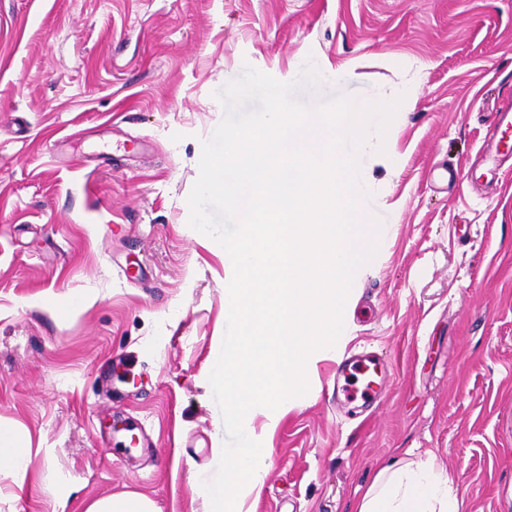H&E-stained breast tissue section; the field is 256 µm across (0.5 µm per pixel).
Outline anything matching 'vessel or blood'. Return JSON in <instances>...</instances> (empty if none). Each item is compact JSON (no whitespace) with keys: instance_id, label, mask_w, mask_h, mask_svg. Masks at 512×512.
I'll return each instance as SVG.
<instances>
[{"instance_id":"vessel-or-blood-1","label":"vessel or blood","mask_w":512,"mask_h":512,"mask_svg":"<svg viewBox=\"0 0 512 512\" xmlns=\"http://www.w3.org/2000/svg\"><path fill=\"white\" fill-rule=\"evenodd\" d=\"M512 157V102L503 106L494 116L491 140L484 156V168L472 169V181H491L497 175L499 160ZM392 374V365L387 358L373 353L360 352L343 357L336 369L337 378L345 380L355 377V385L343 384L341 391L345 398L360 400L362 408L378 403L383 389Z\"/></svg>"}]
</instances>
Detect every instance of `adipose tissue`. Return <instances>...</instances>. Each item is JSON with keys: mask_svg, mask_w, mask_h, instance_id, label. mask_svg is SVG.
Returning <instances> with one entry per match:
<instances>
[{"mask_svg": "<svg viewBox=\"0 0 512 512\" xmlns=\"http://www.w3.org/2000/svg\"><path fill=\"white\" fill-rule=\"evenodd\" d=\"M269 451L258 441L226 457L230 489L203 499V512H250L240 489L260 494ZM453 482L432 462L400 459L381 466L374 482L361 494L354 512H459L457 497L448 493Z\"/></svg>", "mask_w": 512, "mask_h": 512, "instance_id": "obj_1", "label": "adipose tissue"}]
</instances>
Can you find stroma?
Returning a JSON list of instances; mask_svg holds the SVG:
<instances>
[{
	"label": "stroma",
	"instance_id": "stroma-1",
	"mask_svg": "<svg viewBox=\"0 0 512 512\" xmlns=\"http://www.w3.org/2000/svg\"><path fill=\"white\" fill-rule=\"evenodd\" d=\"M309 59L324 82L306 104L405 100L385 154L374 136L363 154L383 230L335 350L277 424L256 419V512H353L381 464L428 456L461 512H512V168L440 178L467 172L512 98V0H0V424L50 451L0 470V512L124 491L200 512L232 272L187 199L214 92L244 65L290 82ZM359 346L394 370L345 416L333 378Z\"/></svg>",
	"mask_w": 512,
	"mask_h": 512
}]
</instances>
